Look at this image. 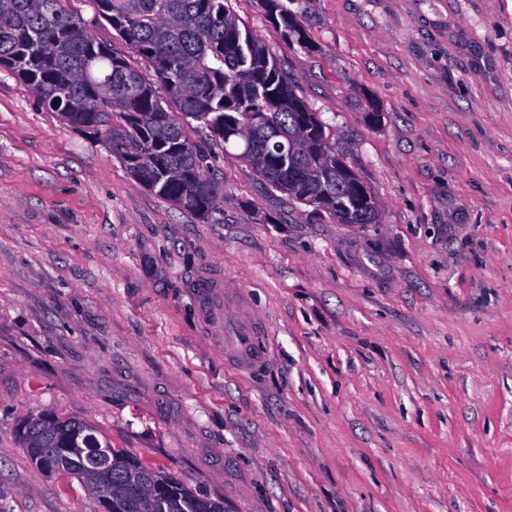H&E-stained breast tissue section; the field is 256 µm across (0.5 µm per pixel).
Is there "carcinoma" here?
Segmentation results:
<instances>
[{
  "label": "carcinoma",
  "instance_id": "cac0c4a2",
  "mask_svg": "<svg viewBox=\"0 0 512 512\" xmlns=\"http://www.w3.org/2000/svg\"><path fill=\"white\" fill-rule=\"evenodd\" d=\"M125 43L96 40L68 0H0V71L29 85L67 124L109 142L126 170L199 218L223 214L224 184L197 135L248 163L273 191L351 223L347 189L363 180L336 152L318 114L240 20L231 0H89ZM298 43L306 30L286 0H257ZM25 451L38 468L76 478L112 512H224L160 468L119 450L95 466L84 445L107 439L92 424L53 415L27 420Z\"/></svg>",
  "mask_w": 512,
  "mask_h": 512
}]
</instances>
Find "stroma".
<instances>
[{
	"label": "stroma",
	"instance_id": "stroma-1",
	"mask_svg": "<svg viewBox=\"0 0 512 512\" xmlns=\"http://www.w3.org/2000/svg\"><path fill=\"white\" fill-rule=\"evenodd\" d=\"M233 7L380 221L219 154L203 222L0 73V503L102 512L23 450L21 420L63 413L224 512H512V0H292L304 47ZM202 304V321L211 331L224 332V313H220L218 300L222 297V284L217 276L208 277L198 283ZM224 297V294H223ZM256 338L254 329L250 323L243 322L239 331V336H235L232 343L238 358L245 364L257 366L262 362L261 358L255 353Z\"/></svg>",
	"mask_w": 512,
	"mask_h": 512
}]
</instances>
